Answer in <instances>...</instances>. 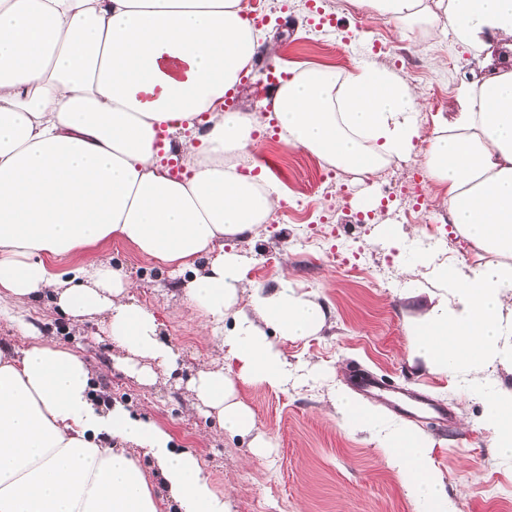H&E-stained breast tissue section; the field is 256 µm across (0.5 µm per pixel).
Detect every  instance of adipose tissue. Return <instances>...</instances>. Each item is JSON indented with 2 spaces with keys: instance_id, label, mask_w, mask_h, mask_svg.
<instances>
[{
  "instance_id": "1",
  "label": "adipose tissue",
  "mask_w": 512,
  "mask_h": 512,
  "mask_svg": "<svg viewBox=\"0 0 512 512\" xmlns=\"http://www.w3.org/2000/svg\"><path fill=\"white\" fill-rule=\"evenodd\" d=\"M399 24L451 28L482 45L493 30L512 52V0H369ZM260 33L241 0H0V304L48 300L72 325L99 319L139 381L173 374L182 353L130 294L111 260L57 269L56 260L107 242L132 246L180 279L228 367L186 385L198 412L229 436L270 440L238 398L237 383L284 389L317 365H292L279 339L313 336L322 304L289 284L248 281V263L225 240L266 223L282 192L245 175L256 113L224 96L250 69ZM273 112L285 145L345 170H374L420 136L414 90L366 64L339 76L326 67L280 83ZM458 109L430 139L426 167L465 236L497 263L444 274L452 291L420 320L412 352L436 372L476 375L512 365V70L462 86ZM171 153L185 169L161 164ZM0 345V512H227L192 453L122 403L95 397L96 374L76 351L44 340ZM333 405L342 423L371 432L404 494L424 512H452L430 439L395 426L351 392ZM483 425L512 457V390L484 400ZM162 479L155 493L138 453Z\"/></svg>"
}]
</instances>
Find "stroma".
I'll return each mask as SVG.
<instances>
[{"label":"stroma","instance_id":"stroma-1","mask_svg":"<svg viewBox=\"0 0 512 512\" xmlns=\"http://www.w3.org/2000/svg\"><path fill=\"white\" fill-rule=\"evenodd\" d=\"M265 22L256 63L248 81L234 89V108L268 116L272 100L264 68L282 72L327 66L337 73L356 71L363 64L387 67L417 93L422 136L404 157L394 159L389 177L349 183L346 192L322 196L310 209L302 204L322 179L319 158L283 144L270 121L254 132L256 150L240 160L241 172L263 167L280 185L285 198L267 223L253 235L226 240V247L245 256L251 281L269 288L281 281L298 292L318 297L326 326L316 336L280 341L292 364H316L325 381L289 386L285 391L238 384V397L252 410L259 431L273 446L256 456L248 438L229 437L215 421L193 406L186 380L198 371L222 364L224 353L202 317L185 303L164 267L132 246L108 242L58 260V267L107 258L121 265L133 284L131 293L154 312L164 336L182 352L173 375H158L154 384L140 383L119 369L114 345L103 340L96 321L79 330L68 328L47 301L15 308L0 316V344L21 349L16 318L35 324L43 337L79 351L97 371L99 397L132 405L172 434L178 447L194 452L215 488L223 492L229 512H423L408 499L382 449L368 434L346 429L330 395L340 388L358 391L360 399L377 407L397 424L426 433L434 442L433 456L441 471L454 512H512V458L500 456L481 424L484 395L512 389V366L498 364L480 382L458 371L432 372L410 353L417 322L425 307L413 289L443 293L438 264L414 265L423 253L427 224L446 228L454 270L466 272L494 261L448 220L439 188L426 183L428 208L413 210L409 222L400 214L411 208V170L425 167L424 156L441 119L457 109L461 85L487 72V53L460 42L441 49L444 32L406 29L389 16L352 14L348 0H266ZM460 61L449 68V55ZM381 204L364 210V195ZM401 224L403 236L384 239L385 225ZM363 257L365 268L346 272L325 253L335 245ZM378 379L376 391H359L361 376Z\"/></svg>","mask_w":512,"mask_h":512}]
</instances>
